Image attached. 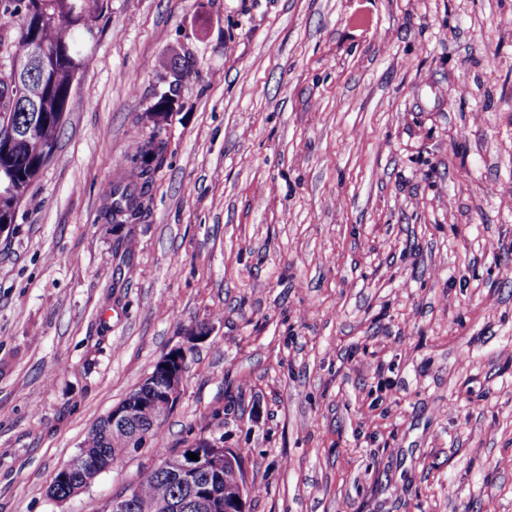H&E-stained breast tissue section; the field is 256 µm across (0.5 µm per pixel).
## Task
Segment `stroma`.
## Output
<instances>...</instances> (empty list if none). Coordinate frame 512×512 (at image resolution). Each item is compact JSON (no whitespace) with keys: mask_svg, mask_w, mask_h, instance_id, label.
Segmentation results:
<instances>
[{"mask_svg":"<svg viewBox=\"0 0 512 512\" xmlns=\"http://www.w3.org/2000/svg\"><path fill=\"white\" fill-rule=\"evenodd\" d=\"M0 235V512L203 323L167 448L248 512H512V0H109ZM180 56L139 217L113 225Z\"/></svg>","mask_w":512,"mask_h":512,"instance_id":"35a3bbf8","label":"stroma"}]
</instances>
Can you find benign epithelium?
I'll return each mask as SVG.
<instances>
[{
  "label": "benign epithelium",
  "mask_w": 512,
  "mask_h": 512,
  "mask_svg": "<svg viewBox=\"0 0 512 512\" xmlns=\"http://www.w3.org/2000/svg\"><path fill=\"white\" fill-rule=\"evenodd\" d=\"M35 134V124L29 123L10 129L8 138L12 143H29ZM206 336L207 332L205 331L200 332L194 327L187 329L183 343L172 348L156 363L154 372L142 381L137 387V391L125 404L113 407L108 413L112 426L127 428L138 424L141 410L147 407L154 410L152 426L160 425L180 397L189 355L195 345ZM197 455L198 459L196 460H192L184 454L169 456L163 463V467L187 480L192 487L199 491L201 497L212 503L216 493L209 483V479L212 475L219 474L228 468L241 469L239 456L234 449L224 447L222 441L210 442L209 450L205 453L199 451ZM111 468L112 463L110 462L83 464L80 460L75 459L63 466L60 473L69 475L78 472L83 477V481L73 489V494L76 495L87 489L99 475ZM135 496L136 489L132 486L128 487L121 497L112 500L111 512H129Z\"/></svg>",
  "instance_id": "benign-epithelium-1"
}]
</instances>
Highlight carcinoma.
<instances>
[{
  "label": "carcinoma",
  "mask_w": 512,
  "mask_h": 512,
  "mask_svg": "<svg viewBox=\"0 0 512 512\" xmlns=\"http://www.w3.org/2000/svg\"><path fill=\"white\" fill-rule=\"evenodd\" d=\"M107 8L108 0H0V56L9 61V67L0 69V124L24 125L34 120L38 127L37 138L23 150L7 151L0 144V183L10 179L17 188V196L0 197V225L14 223L17 206L54 153L71 95V75L84 66L81 46L95 38L94 23ZM28 45L40 47L46 57L45 69L32 76L15 72ZM159 135L160 129L153 128L141 152L144 161L131 169V175L140 181L139 192L120 184L112 187V219H134L141 213L154 172L146 159L158 155ZM124 447V434L112 430L109 420L103 418L82 443L81 452L93 461L114 458ZM135 485L133 512H157V503L168 496L190 497L177 478L157 465L142 469Z\"/></svg>",
  "instance_id": "obj_1"
}]
</instances>
